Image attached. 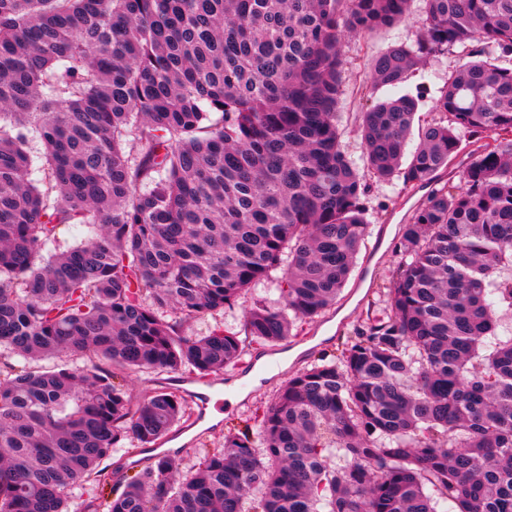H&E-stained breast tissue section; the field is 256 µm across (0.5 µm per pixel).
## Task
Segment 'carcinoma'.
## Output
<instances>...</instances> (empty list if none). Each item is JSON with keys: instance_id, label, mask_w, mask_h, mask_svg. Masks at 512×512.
Wrapping results in <instances>:
<instances>
[{"instance_id": "carcinoma-1", "label": "carcinoma", "mask_w": 512, "mask_h": 512, "mask_svg": "<svg viewBox=\"0 0 512 512\" xmlns=\"http://www.w3.org/2000/svg\"><path fill=\"white\" fill-rule=\"evenodd\" d=\"M414 2L0 0V512H512V0H421L418 38L372 56L361 93L460 47L442 117L421 91L366 105L364 173L340 144L345 40ZM465 142L463 184L436 179ZM368 176L432 185L384 308L188 474L161 452L112 486L104 459L191 415L125 374L240 362L235 329L184 325L274 269L245 335L319 316L368 234ZM66 224L87 240L60 249ZM60 355L91 368L36 365Z\"/></svg>"}]
</instances>
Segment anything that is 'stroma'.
I'll return each instance as SVG.
<instances>
[{"label":"stroma","mask_w":512,"mask_h":512,"mask_svg":"<svg viewBox=\"0 0 512 512\" xmlns=\"http://www.w3.org/2000/svg\"><path fill=\"white\" fill-rule=\"evenodd\" d=\"M419 16L390 29H381L349 41L345 46L353 63L345 72V95L341 105L342 120L339 125L341 144L351 157H360L361 140L355 127V116L363 100L361 88L367 78V62L372 55L394 43H413L420 31ZM462 59L459 50L453 49L427 59L401 89H381V96L398 97L401 92L416 93L424 89L421 101L422 112L432 115L440 89ZM427 189H419L410 195L400 194L397 188L371 184L367 198L369 234L361 247L356 266L337 297L334 305L312 321L298 324L285 341L277 344H250L248 355L256 358L269 356L276 361L274 370L268 371L260 385L241 390V398L232 405L223 406V419L213 427L198 426L187 431L172 429L163 438V447L179 443L184 468L195 462L193 450L200 442L210 447H221L224 431L232 424L246 418L259 406L265 405L274 391L291 375L309 366L321 353L331 352L346 341L354 327L365 317L367 304L378 297L395 275L399 256L394 248L401 224L407 223L413 210L426 198ZM267 296L264 288H256L241 295L233 309L213 316L188 321L184 326L187 335L206 334L210 329L227 324L241 327L243 314L259 300ZM236 375L218 373L210 379L198 381L187 371L176 373L143 374L130 373L128 389L133 398L140 399L154 389L165 386L178 390L189 402L194 417H203L206 407L200 396L201 390L216 391L224 385L237 384Z\"/></svg>","instance_id":"stroma-1"}]
</instances>
